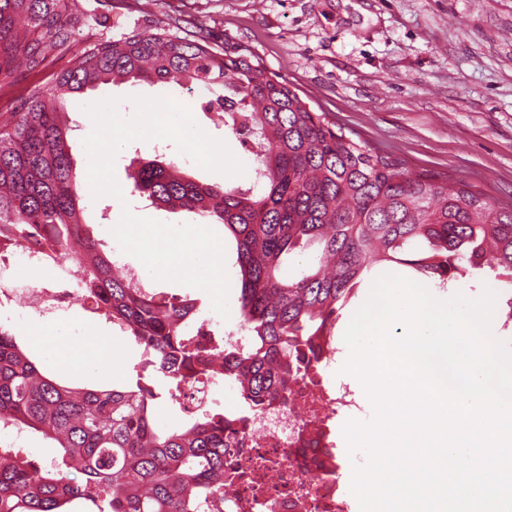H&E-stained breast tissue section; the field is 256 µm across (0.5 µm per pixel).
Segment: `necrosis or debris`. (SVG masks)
<instances>
[{
    "mask_svg": "<svg viewBox=\"0 0 512 512\" xmlns=\"http://www.w3.org/2000/svg\"><path fill=\"white\" fill-rule=\"evenodd\" d=\"M42 273L39 287L23 272ZM78 264L48 262L38 246H0V319L61 320L89 307ZM317 359L301 363L288 390L259 411L225 410L224 438L238 455L224 479V512H352L339 484L336 425L363 407L336 375V338H321Z\"/></svg>",
    "mask_w": 512,
    "mask_h": 512,
    "instance_id": "4bbe7bcc",
    "label": "necrosis or debris"
}]
</instances>
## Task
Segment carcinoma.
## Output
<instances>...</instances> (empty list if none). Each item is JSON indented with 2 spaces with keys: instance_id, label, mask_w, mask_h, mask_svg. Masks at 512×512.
Listing matches in <instances>:
<instances>
[{
  "instance_id": "cac0c4a2",
  "label": "carcinoma",
  "mask_w": 512,
  "mask_h": 512,
  "mask_svg": "<svg viewBox=\"0 0 512 512\" xmlns=\"http://www.w3.org/2000/svg\"><path fill=\"white\" fill-rule=\"evenodd\" d=\"M88 0H0V91L51 57L67 59L49 83L30 87L0 124V242L34 240L48 259L72 254L95 309L151 354L122 388L57 381L0 325V432L53 442L38 464L0 439V512H224V412L184 425L160 423L155 382L175 400L182 372L209 376L211 359L251 409L288 390L291 347L315 351L375 265L413 269L440 288L484 265L512 283V208L404 165L345 136L309 110L284 80L251 57L219 53L147 16L118 37ZM184 81L224 94L200 104L251 155L248 188L210 184L172 164L131 161L132 191L151 204L222 224L236 242L237 297L250 341L196 344L193 300L163 298L119 274L78 208L82 174L73 156L65 96L102 85ZM315 248L301 274L284 259Z\"/></svg>"
}]
</instances>
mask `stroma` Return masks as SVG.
I'll return each mask as SVG.
<instances>
[{"label":"stroma","instance_id":"obj_1","mask_svg":"<svg viewBox=\"0 0 512 512\" xmlns=\"http://www.w3.org/2000/svg\"><path fill=\"white\" fill-rule=\"evenodd\" d=\"M161 24H176L225 50L240 49L272 74L288 81L312 111L324 112L346 136L403 162L411 175H441L466 183L502 206L512 205V0H125L102 5L113 34L133 29L141 9ZM167 96L195 105L194 117L210 136L227 143L240 161L248 156L225 132L217 114L199 109L207 91L177 84L129 83L101 87L71 107L74 156L84 163L82 140L92 122L83 105L130 96ZM181 166L189 176L214 184L249 186L252 176L231 179L185 161L174 144L127 145L115 174L123 199H92L80 191L78 204L95 238L113 243L110 232L122 204L135 214L165 223H195L193 214L154 207L130 190L127 167L134 156ZM62 325L74 333L77 355L89 342L115 346L117 367L109 377L54 368L77 386H124L135 381L140 348L103 316L74 308Z\"/></svg>","mask_w":512,"mask_h":512}]
</instances>
